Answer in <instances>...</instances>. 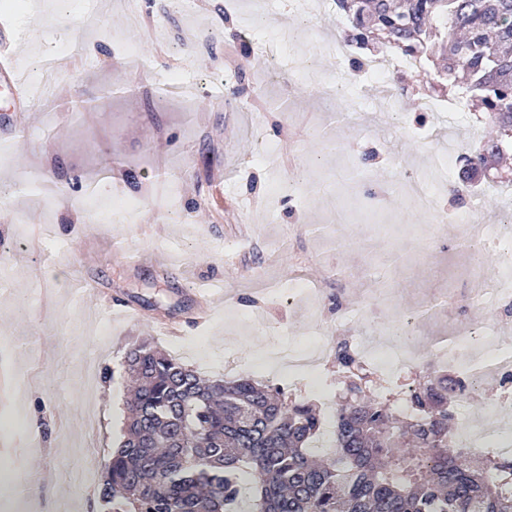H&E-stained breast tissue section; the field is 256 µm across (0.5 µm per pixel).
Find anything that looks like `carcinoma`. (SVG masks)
I'll list each match as a JSON object with an SVG mask.
<instances>
[{
	"mask_svg": "<svg viewBox=\"0 0 512 512\" xmlns=\"http://www.w3.org/2000/svg\"><path fill=\"white\" fill-rule=\"evenodd\" d=\"M347 43L434 61V79L482 113L494 135L472 170L512 153V0H336ZM348 397L334 448L313 443L316 407L250 377L205 378L143 340L124 354L134 383L124 438L105 464V512H512V455L452 445L467 380L420 371L406 411L367 396L347 343L334 354Z\"/></svg>",
	"mask_w": 512,
	"mask_h": 512,
	"instance_id": "1",
	"label": "carcinoma"
}]
</instances>
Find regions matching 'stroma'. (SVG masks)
Wrapping results in <instances>:
<instances>
[{"instance_id":"35a3bbf8","label":"stroma","mask_w":512,"mask_h":512,"mask_svg":"<svg viewBox=\"0 0 512 512\" xmlns=\"http://www.w3.org/2000/svg\"><path fill=\"white\" fill-rule=\"evenodd\" d=\"M228 2L184 12L143 0L132 21L113 0H0V19L19 34L20 72L33 76L52 57L63 67L62 93L31 100L12 131L19 151L0 154V242L10 250L0 274V512H23L21 496L55 512L69 464L102 478L125 422L120 360L142 340L209 377L270 381L326 415L314 388L342 395L344 372L331 361L314 383L271 373L280 331L301 343L411 315L424 361L480 323L512 339L508 313L459 308L476 274L497 275V254L468 256L459 226L436 222L404 184L431 148L477 142L483 126L422 111L445 94L420 69L394 74L387 110H337L318 81L353 78L333 50L343 25L321 16L301 29L291 0H272L259 18ZM257 26L292 46L271 79L246 65L265 55L248 34ZM119 28L135 55L116 48ZM178 72L191 93L170 92ZM256 126L280 167L249 166ZM510 176L512 158L474 175L459 157L451 180L470 185L467 204L491 224L512 212V193L494 186ZM171 183L174 213L162 191ZM91 190L140 210L100 223L85 203ZM296 278L312 296L289 298ZM119 303L139 306V317L110 314ZM162 316L177 334H162Z\"/></svg>"}]
</instances>
